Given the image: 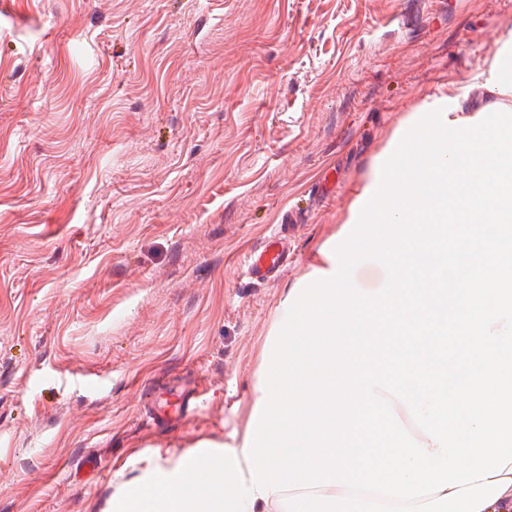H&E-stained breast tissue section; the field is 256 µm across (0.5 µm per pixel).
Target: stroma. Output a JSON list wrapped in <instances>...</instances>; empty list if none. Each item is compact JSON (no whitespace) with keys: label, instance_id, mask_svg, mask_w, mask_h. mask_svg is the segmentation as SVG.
Here are the masks:
<instances>
[{"label":"stroma","instance_id":"obj_1","mask_svg":"<svg viewBox=\"0 0 512 512\" xmlns=\"http://www.w3.org/2000/svg\"><path fill=\"white\" fill-rule=\"evenodd\" d=\"M507 28L512 0H0V512H112L240 447L289 288L410 112L492 102ZM288 262V249L279 236L270 237L262 246L252 251L246 260L247 272L256 281L276 276Z\"/></svg>","mask_w":512,"mask_h":512}]
</instances>
